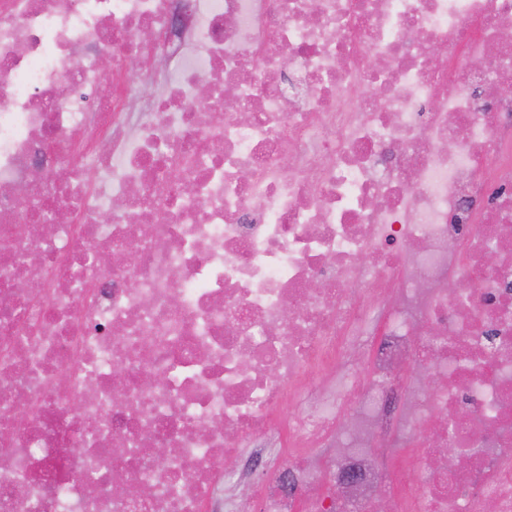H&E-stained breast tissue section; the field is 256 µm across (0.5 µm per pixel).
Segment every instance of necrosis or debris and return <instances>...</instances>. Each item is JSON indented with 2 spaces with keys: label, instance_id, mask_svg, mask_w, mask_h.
<instances>
[{
  "label": "necrosis or debris",
  "instance_id": "1",
  "mask_svg": "<svg viewBox=\"0 0 512 512\" xmlns=\"http://www.w3.org/2000/svg\"><path fill=\"white\" fill-rule=\"evenodd\" d=\"M505 84L512 0H0V512H209L287 405L261 512H512Z\"/></svg>",
  "mask_w": 512,
  "mask_h": 512
}]
</instances>
